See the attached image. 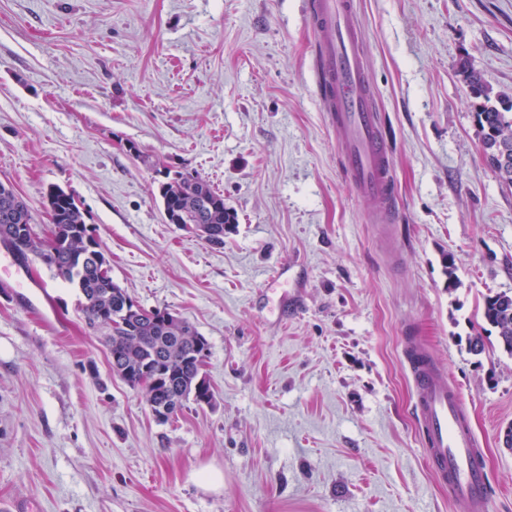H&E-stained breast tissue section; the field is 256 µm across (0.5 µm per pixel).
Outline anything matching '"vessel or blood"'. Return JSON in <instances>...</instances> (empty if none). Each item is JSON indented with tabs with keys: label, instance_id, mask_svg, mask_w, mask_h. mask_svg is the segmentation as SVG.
Segmentation results:
<instances>
[{
	"label": "vessel or blood",
	"instance_id": "obj_1",
	"mask_svg": "<svg viewBox=\"0 0 512 512\" xmlns=\"http://www.w3.org/2000/svg\"><path fill=\"white\" fill-rule=\"evenodd\" d=\"M308 14L319 51L318 93L343 136L340 167L361 195L384 200L389 220H396L392 162L373 104L354 0H309ZM407 362L433 474L447 487L457 512H489L492 485L459 388L421 346L408 344Z\"/></svg>",
	"mask_w": 512,
	"mask_h": 512
}]
</instances>
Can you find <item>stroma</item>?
<instances>
[{
	"label": "stroma",
	"mask_w": 512,
	"mask_h": 512,
	"mask_svg": "<svg viewBox=\"0 0 512 512\" xmlns=\"http://www.w3.org/2000/svg\"><path fill=\"white\" fill-rule=\"evenodd\" d=\"M307 2L0 0V181L41 233L48 189L71 192L114 281L207 339L214 391L156 420L76 289L35 260L18 285L0 246V512H453L410 337L463 393L490 512H512V356L466 346L512 291V187L459 70L512 99V0H355L392 223L341 173ZM165 168L236 210L223 247L167 223Z\"/></svg>",
	"instance_id": "obj_1"
}]
</instances>
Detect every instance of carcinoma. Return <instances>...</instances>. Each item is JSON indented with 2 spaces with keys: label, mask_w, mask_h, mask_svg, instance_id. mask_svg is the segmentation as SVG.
Instances as JSON below:
<instances>
[{
  "label": "carcinoma",
  "mask_w": 512,
  "mask_h": 512,
  "mask_svg": "<svg viewBox=\"0 0 512 512\" xmlns=\"http://www.w3.org/2000/svg\"><path fill=\"white\" fill-rule=\"evenodd\" d=\"M475 97L484 103L476 112L483 150L498 180L512 185V161L504 164L503 156L512 158V104L500 109L491 103L489 92L478 75L462 67ZM167 181L158 184L167 221L183 228H193L213 245L224 244V230L237 223V213L224 203L205 180L190 173L166 172ZM51 219L49 231L24 239L33 255L57 278L75 285L81 295V311L90 328L107 329L103 343L109 356L116 358L112 373L128 386L143 393L151 407H164L167 417L180 413L186 402L211 404L213 391L208 381L200 389L202 370L189 355L188 343L199 335L190 322H165L162 310H139L126 318L125 326L112 328L114 316L125 308L127 291L112 278L110 260L101 249L95 230L85 223L84 214L74 196L53 186L47 192ZM35 228L34 217L14 186L0 181V236H18ZM483 320L497 330L502 349L512 356V292H500L484 301ZM161 374V382L152 389L137 385L142 368Z\"/></svg>",
  "instance_id": "carcinoma-1"
}]
</instances>
